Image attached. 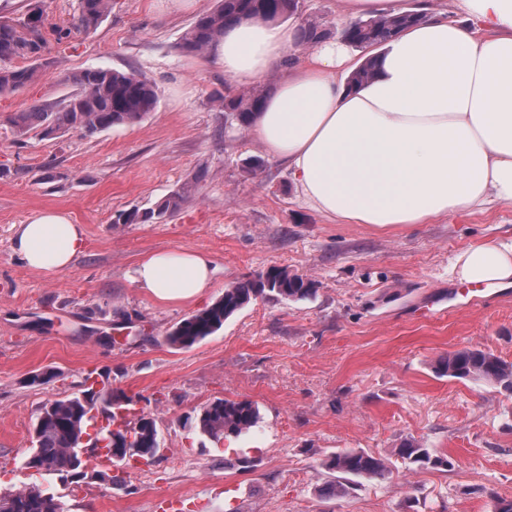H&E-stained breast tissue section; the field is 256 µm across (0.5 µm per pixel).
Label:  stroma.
<instances>
[{"mask_svg": "<svg viewBox=\"0 0 512 512\" xmlns=\"http://www.w3.org/2000/svg\"><path fill=\"white\" fill-rule=\"evenodd\" d=\"M217 2L172 13L165 0H112L95 31L48 38L36 80L0 95V491L36 485L68 512H158L170 499L183 512H495L512 499V394L435 366L461 348L512 362V286L477 308L419 311L457 286V254L512 238V203L386 228L304 206L286 166L225 112L220 97L238 84L180 49ZM94 68L153 82L156 110L90 137H22L7 122L67 96L73 75ZM182 190L170 216L115 221ZM48 209L86 238L57 273L27 268L12 249L17 225ZM168 249L211 257L204 299L162 302L133 284L140 260ZM271 266L315 280L316 295L260 298L192 348L167 343L173 325ZM47 368L56 381L27 384ZM90 368L139 395L160 430L157 456L124 467L118 485L99 480L117 471L87 453L76 483L26 470L41 406L76 392ZM224 397L252 400L261 414L230 444L195 428L199 410ZM408 439L449 466L408 468L396 454ZM341 450L385 457L391 473L351 478L345 497H324L334 479L324 460ZM235 453L255 468H239Z\"/></svg>", "mask_w": 512, "mask_h": 512, "instance_id": "35a3bbf8", "label": "stroma"}]
</instances>
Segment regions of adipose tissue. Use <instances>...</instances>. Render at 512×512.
Returning a JSON list of instances; mask_svg holds the SVG:
<instances>
[{
  "instance_id": "1",
  "label": "adipose tissue",
  "mask_w": 512,
  "mask_h": 512,
  "mask_svg": "<svg viewBox=\"0 0 512 512\" xmlns=\"http://www.w3.org/2000/svg\"><path fill=\"white\" fill-rule=\"evenodd\" d=\"M463 2L479 29L421 0L419 24L370 50L375 73L363 84L339 77L357 67L348 44L324 40L267 94L251 129L309 208L384 228L512 202V0ZM294 41L283 25L230 26L210 62L245 85L283 65ZM84 246L82 227L57 210L36 213L13 239L25 265L45 273L70 268ZM453 271L512 285V240L464 250ZM212 277L205 254L164 250L144 257L132 281L158 300L186 301Z\"/></svg>"
}]
</instances>
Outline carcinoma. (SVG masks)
Here are the masks:
<instances>
[{"mask_svg":"<svg viewBox=\"0 0 512 512\" xmlns=\"http://www.w3.org/2000/svg\"><path fill=\"white\" fill-rule=\"evenodd\" d=\"M111 0H80V9L73 26L86 32L96 30L109 9ZM300 0H218L210 13L198 17L182 36L180 48L185 53L202 54L214 46L229 25L253 19L284 22L297 15ZM416 23L411 15L383 16L357 20L343 30V38L357 48L380 46L398 30ZM43 10L35 5L29 8L23 22L13 24L0 21V63L15 58L31 61L25 67L0 66V95L13 92L31 83L37 73L45 39L42 28ZM328 36L318 24L309 22L299 32V40L310 44ZM76 90L57 105L33 106L8 117V122L21 135L32 131L45 136L78 130L91 137L114 126L129 125L155 111L158 93L153 83L134 72L112 69H88L73 77ZM265 92L252 89L224 97V111L233 115L237 123L247 128L251 117L260 107ZM184 201L180 193L156 203L141 214L134 210L122 214L123 223L143 215L148 220L163 217L177 210ZM316 292L315 282L286 268L271 266L254 277L239 281L224 289V295L212 304L183 319L168 332L166 340L181 348H190L214 335L224 321L246 307L251 301L275 296L286 300H303ZM441 375L457 379L483 381L512 393V362L505 361L491 351L463 348L441 357L436 366ZM81 394L55 401L53 410L41 407L39 421L33 425V445L23 465L37 470L45 469L72 479L82 480V460L78 441L86 433L91 412L102 410L110 424L99 426L101 433L112 434L109 462L118 466L132 459L149 461L159 448L156 421L144 420L136 406L138 399L122 390H111L107 395L93 390L94 383L84 381ZM121 410L133 411L132 418L115 423ZM260 410L248 399L216 398L200 410L197 426L200 433L216 442L237 438L256 427ZM398 456L418 469L448 466V459L412 440L398 448ZM326 467L343 475L324 488L330 498L348 493L347 477L383 479L389 472L385 458L365 451H336L327 456ZM57 497L37 486L25 487L13 493L0 495V512H57Z\"/></svg>","mask_w":512,"mask_h":512,"instance_id":"carcinoma-1","label":"carcinoma"}]
</instances>
